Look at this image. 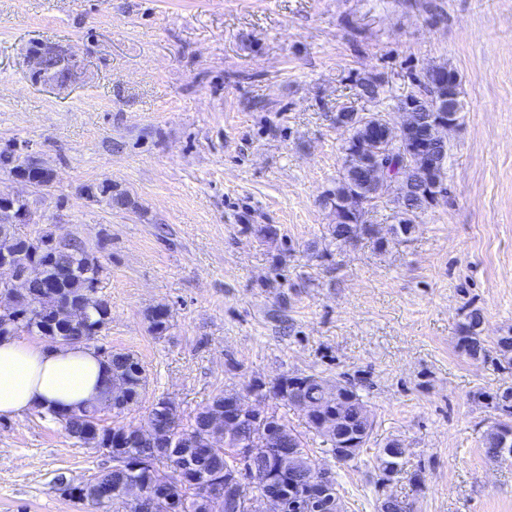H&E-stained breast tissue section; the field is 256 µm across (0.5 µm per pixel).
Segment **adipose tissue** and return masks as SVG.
<instances>
[{"instance_id":"ef3b65f1","label":"adipose tissue","mask_w":512,"mask_h":512,"mask_svg":"<svg viewBox=\"0 0 512 512\" xmlns=\"http://www.w3.org/2000/svg\"><path fill=\"white\" fill-rule=\"evenodd\" d=\"M111 371L94 349L0 337V416L77 411L101 400Z\"/></svg>"}]
</instances>
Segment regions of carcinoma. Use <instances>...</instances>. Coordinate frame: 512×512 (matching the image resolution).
I'll return each mask as SVG.
<instances>
[{"mask_svg": "<svg viewBox=\"0 0 512 512\" xmlns=\"http://www.w3.org/2000/svg\"><path fill=\"white\" fill-rule=\"evenodd\" d=\"M442 80L431 88V98L451 96L454 111L462 108L461 82L455 72L440 68ZM390 131L378 119H371L354 128L342 146L344 163L335 189L329 191L326 203L335 214L336 223L329 225V234L336 246L355 245L367 238L380 247L389 240L377 236L372 224L358 221L356 215L341 202L354 196L370 201L376 199L374 184L357 180L358 170L364 167L369 152L388 138ZM403 141L416 157L415 166L408 172V190L395 198L396 218L391 225L394 238H402L414 228V218L427 210L437 200L435 184L442 176L425 166L427 155L448 154V132L429 141L419 142L418 132L411 128L402 133ZM0 169H6L17 177L34 182L43 190L51 186L52 171L48 168L34 170L17 150L9 147L0 150ZM89 198L101 199L116 210L135 207L130 195L105 180L86 189ZM31 210L29 201L20 197H0V254H22L35 276L28 288L14 295L13 312L17 329L0 328L1 336H15L22 332L45 339L65 338L70 343H86L99 335L110 321L111 308L108 300L99 294L103 267L86 244L77 239L57 240L48 228L40 229L36 236H22L16 232L12 220L16 213ZM64 306L68 317L60 321L57 309ZM151 331L163 335L169 329L170 311L165 306L151 308L147 313ZM483 315L478 310L468 314L462 324L459 338L460 350L470 358L487 357L490 349L482 336ZM507 364L512 365V331L497 338L494 349ZM106 362L112 371V383L108 398L112 410L123 414L134 409L146 392L147 377L139 361L130 353L115 352ZM347 396L334 404H319L329 392V380L316 375L283 376L270 389L273 396L294 406L304 405L313 410L308 419L309 427L322 437L342 433L351 440L358 432L370 438L373 425L364 417L365 403L349 386L343 387ZM237 392L224 390L192 415L185 417L168 397H160L152 404L147 416L151 425V437L129 440L128 424L105 426L90 406L77 412L56 413L53 418L80 446L109 448L114 459L126 461L128 467L115 465L101 470L83 485L70 487L63 493L79 503H88L112 512H163L162 502H170L173 512H214L211 500L202 495L201 486L213 478L228 480L236 487L246 486L253 491V483H241L239 477H247L245 471L266 468L263 460L247 463L235 458L232 449L248 446L251 422L243 420L237 430H224V408L236 399ZM486 407L495 412L494 423L486 430L482 448L493 462L512 460V383H504L493 394L485 395ZM193 441L194 468L190 476L177 471L171 449L179 447L185 439ZM273 457L280 449L294 448L288 456V472L295 478L294 493H305L301 486L304 476L318 469V462L301 435L288 430L283 440L271 444ZM141 479L148 485L146 499L138 505L127 504L121 496V487L128 481Z\"/></svg>", "mask_w": 512, "mask_h": 512, "instance_id": "cac0c4a2", "label": "carcinoma"}]
</instances>
